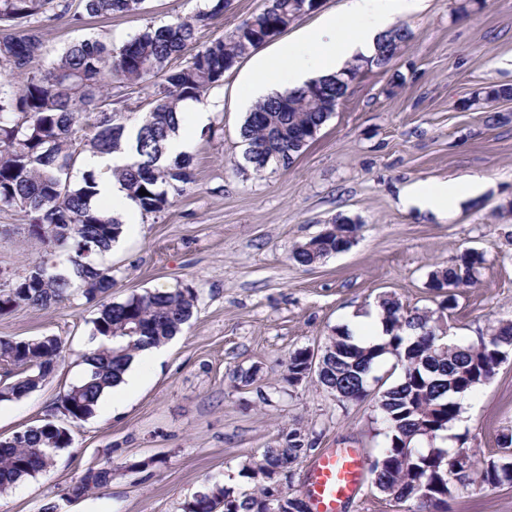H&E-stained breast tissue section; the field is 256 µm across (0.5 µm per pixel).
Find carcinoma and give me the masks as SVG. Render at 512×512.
Here are the masks:
<instances>
[{
    "mask_svg": "<svg viewBox=\"0 0 512 512\" xmlns=\"http://www.w3.org/2000/svg\"><path fill=\"white\" fill-rule=\"evenodd\" d=\"M144 0H0V25L11 32L0 36V208H14L29 218L27 234L44 252L28 262L23 273L0 283V315L21 306L49 309L71 295L73 282L59 268L68 263L80 278L87 301H99L92 319V335L99 346L82 356L88 366L82 378L56 400V409L72 422L90 418L102 395L121 382L134 354L149 345H162L176 336L193 316L197 295L191 288L145 290L121 302L109 299L115 285L112 270L96 257L108 252L122 233V222L95 208V173L83 171L75 179L80 157L121 150L128 133L135 132L131 162L112 169L127 196L143 215L160 213L171 205L168 189L180 194L193 182L191 157L168 155L167 143L178 128L180 103L200 100L224 73L258 45L267 42L300 18L299 0H266L265 8L238 26L227 38L194 49L199 28L224 14L230 0H207L205 9L171 25L148 27L119 48L100 39L69 45L45 69L31 63L47 54L43 17L52 11L107 17L138 11ZM407 29L397 27L380 36L370 60L388 68L403 44ZM191 53L185 64L172 60ZM359 66L305 86L286 90L257 104L240 127L244 160L253 171L269 165L289 167L348 95ZM155 78L152 98L146 100L139 121L130 126L124 113L113 108V97L124 98L139 83ZM512 99V86L488 85L470 101L487 109ZM91 123L84 126L85 115ZM147 191L146 195L139 190ZM357 227L337 218L321 234L298 246L293 259L312 265L352 245ZM486 259L470 249L448 266L434 271L430 287L459 288L477 282ZM380 304L390 326V339L364 346L348 332L336 331L325 345L324 367L317 383L336 398L360 401L369 379L384 355L396 357L401 380L376 393V405L385 424L386 446L376 462L375 488L386 496L412 505L411 512H443L458 485L448 481L453 456L463 451L469 467L461 486L512 484V431L498 439L500 455L488 458L465 448L433 447L440 432L459 419L460 398L489 381L496 371L495 357L512 348V321L493 327L476 345H462L443 335L440 320L431 311L407 308L392 296ZM419 330L414 340L399 334ZM61 355L54 336L0 337V365L17 369V379L0 388V402L20 400L36 391L53 374ZM305 350L288 357V382H298L305 369ZM68 429L47 421L0 439V493L23 476L51 467L59 451L71 445ZM307 453L305 439L288 433L285 445L266 448L256 462L277 471ZM112 483V464L89 469L71 493L80 496ZM267 483L240 493L214 486L182 504V512H269Z\"/></svg>",
    "mask_w": 512,
    "mask_h": 512,
    "instance_id": "carcinoma-1",
    "label": "carcinoma"
}]
</instances>
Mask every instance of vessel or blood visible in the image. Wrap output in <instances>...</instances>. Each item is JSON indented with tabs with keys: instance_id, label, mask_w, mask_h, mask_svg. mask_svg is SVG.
I'll return each instance as SVG.
<instances>
[{
	"instance_id": "vessel-or-blood-1",
	"label": "vessel or blood",
	"mask_w": 512,
	"mask_h": 512,
	"mask_svg": "<svg viewBox=\"0 0 512 512\" xmlns=\"http://www.w3.org/2000/svg\"><path fill=\"white\" fill-rule=\"evenodd\" d=\"M362 449L326 451L315 458L306 480L310 512H346L362 487Z\"/></svg>"
}]
</instances>
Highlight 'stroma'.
Instances as JSON below:
<instances>
[{"mask_svg": "<svg viewBox=\"0 0 512 512\" xmlns=\"http://www.w3.org/2000/svg\"><path fill=\"white\" fill-rule=\"evenodd\" d=\"M344 3L321 0L225 72L202 99L206 129L188 146L194 183L98 257L112 270L113 301L147 289L198 294L190 322L122 407L104 398L77 423L55 409L59 394L83 375L95 303L74 295L47 310L21 307L0 316L2 337L54 336L62 346L39 389L0 402V438L47 420L72 435L54 467L0 494V512H43L48 504L57 512H182L185 500L216 485L252 490L247 463L293 430L312 448L283 483L305 497L320 453L359 448L373 461L384 426L374 398L342 401L312 378L288 383L290 353L323 348L348 312H367L386 295L410 308L438 309L443 295L431 288V274L466 249L484 252L486 262L475 286L454 291L455 307L444 316L449 338L474 344L498 321L512 320V101L499 102L493 117L469 105L488 85H512V0L395 8L410 38L391 69L363 71L289 168L257 173L245 164V80L259 53L295 41ZM205 5L145 0L142 10L109 18L53 17L43 22L48 55L86 38L118 47ZM264 5L231 0L199 30L198 45L228 37ZM461 177L477 180L480 192L448 215L400 203L413 182ZM337 217L357 225L353 246L298 265L293 248ZM40 254V244L26 237L23 213L0 209V274L20 273ZM246 371L254 374L248 384L240 380ZM454 430L467 447L497 453L499 436L512 430V357L467 396ZM107 463L108 488L71 496L78 477ZM448 512H512V488L468 485L449 500Z\"/></svg>", "mask_w": 512, "mask_h": 512, "instance_id": "35a3bbf8", "label": "stroma"}]
</instances>
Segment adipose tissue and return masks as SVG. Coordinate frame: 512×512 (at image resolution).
<instances>
[{"label": "adipose tissue", "mask_w": 512, "mask_h": 512, "mask_svg": "<svg viewBox=\"0 0 512 512\" xmlns=\"http://www.w3.org/2000/svg\"><path fill=\"white\" fill-rule=\"evenodd\" d=\"M381 0H346L340 14L327 15L316 27L306 29L301 38L260 57L249 80L261 95L271 96L284 87L296 88L304 83L343 69L349 59L373 56L380 35L387 32L393 14L383 10ZM130 151L89 156L85 169L97 175V203H111V214L128 226L138 223V208L130 200L112 169L129 162ZM478 187L470 180L417 182L402 198L404 207H416L436 214H448L462 200L476 196Z\"/></svg>", "instance_id": "ef3b65f1"}]
</instances>
